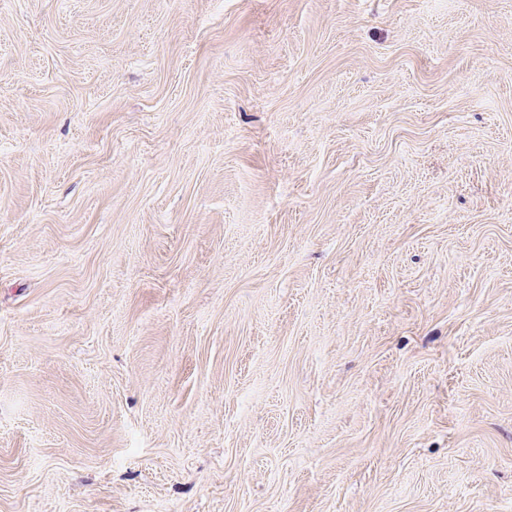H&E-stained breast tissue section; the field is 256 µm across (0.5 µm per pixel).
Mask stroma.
Here are the masks:
<instances>
[{"instance_id": "stroma-1", "label": "stroma", "mask_w": 512, "mask_h": 512, "mask_svg": "<svg viewBox=\"0 0 512 512\" xmlns=\"http://www.w3.org/2000/svg\"><path fill=\"white\" fill-rule=\"evenodd\" d=\"M0 512H512V0H0Z\"/></svg>"}]
</instances>
